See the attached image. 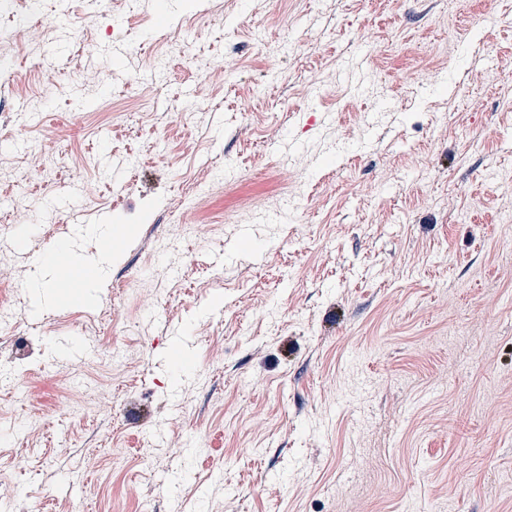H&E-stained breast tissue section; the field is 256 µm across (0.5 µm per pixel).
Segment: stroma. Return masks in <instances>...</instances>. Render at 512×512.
Here are the masks:
<instances>
[{"mask_svg": "<svg viewBox=\"0 0 512 512\" xmlns=\"http://www.w3.org/2000/svg\"><path fill=\"white\" fill-rule=\"evenodd\" d=\"M37 21L0 38V512H512V0Z\"/></svg>", "mask_w": 512, "mask_h": 512, "instance_id": "1", "label": "stroma"}]
</instances>
